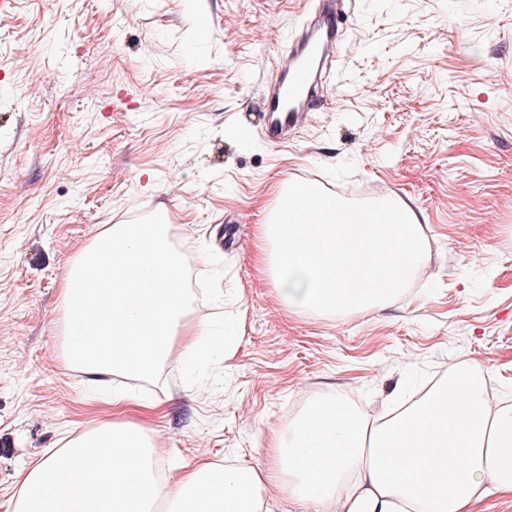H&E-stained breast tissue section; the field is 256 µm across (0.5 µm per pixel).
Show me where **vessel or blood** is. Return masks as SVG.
Segmentation results:
<instances>
[{
  "mask_svg": "<svg viewBox=\"0 0 512 512\" xmlns=\"http://www.w3.org/2000/svg\"><path fill=\"white\" fill-rule=\"evenodd\" d=\"M345 5V0H312L306 26L276 59L264 94L261 128L269 145L285 143L323 105L315 90L340 36Z\"/></svg>",
  "mask_w": 512,
  "mask_h": 512,
  "instance_id": "vessel-or-blood-1",
  "label": "vessel or blood"
}]
</instances>
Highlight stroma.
<instances>
[{
  "label": "stroma",
  "mask_w": 512,
  "mask_h": 512,
  "mask_svg": "<svg viewBox=\"0 0 512 512\" xmlns=\"http://www.w3.org/2000/svg\"><path fill=\"white\" fill-rule=\"evenodd\" d=\"M305 0H0V512L18 470L156 405L167 474L271 469L296 397L353 405L460 362L512 396V0H353L328 98L288 146L262 85ZM412 200L431 261L385 310H288L256 232L284 181ZM164 220L191 253L188 318L230 331L193 375L87 383L56 324L72 259L105 224Z\"/></svg>",
  "instance_id": "stroma-1"
}]
</instances>
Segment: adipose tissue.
<instances>
[{"label": "adipose tissue", "mask_w": 512, "mask_h": 512, "mask_svg": "<svg viewBox=\"0 0 512 512\" xmlns=\"http://www.w3.org/2000/svg\"><path fill=\"white\" fill-rule=\"evenodd\" d=\"M168 225L109 224L71 265L60 290L63 326L92 308L83 344L61 338L68 366L90 380L147 379L173 356L207 354L187 321L186 258ZM95 293L76 286L91 262ZM487 374L459 363L413 405L393 392L381 413L357 412L338 393L310 399L273 439L274 471L200 460L176 482L159 479L163 454L145 424L111 421L67 438L15 476L13 512H471L512 497V400L490 402ZM103 447L87 460L88 444Z\"/></svg>", "instance_id": "ef3b65f1"}]
</instances>
